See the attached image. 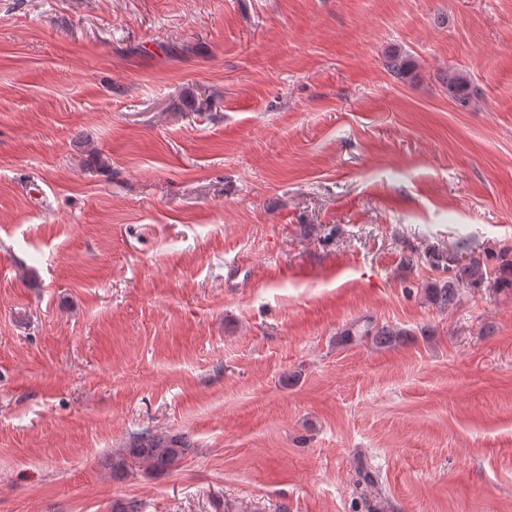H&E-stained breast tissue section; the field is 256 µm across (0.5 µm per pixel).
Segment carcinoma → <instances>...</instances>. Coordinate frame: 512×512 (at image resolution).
I'll return each instance as SVG.
<instances>
[{
  "label": "carcinoma",
  "instance_id": "1",
  "mask_svg": "<svg viewBox=\"0 0 512 512\" xmlns=\"http://www.w3.org/2000/svg\"><path fill=\"white\" fill-rule=\"evenodd\" d=\"M385 66L388 72L396 77H403L407 73L408 63L397 52L386 56ZM448 92L460 103L468 102L474 93L467 75L462 72H451L446 76ZM436 262L448 264V279L428 285L424 289L426 301L439 310H446L459 299L462 288L479 284L485 277L483 264L473 259L466 264L459 262L458 258L450 253L443 257H434ZM498 282L504 288H512V258L509 252L504 251L498 256ZM410 335L405 329L382 325L370 321L361 327L346 328L340 336L351 338L360 336L369 338L383 347H394ZM190 443L177 434L153 432L149 429L135 432L124 442L122 448L112 453L109 458L112 472L126 473L134 464H139L154 472H165L176 469L185 457ZM355 489L358 499L364 504L367 512H379L374 504L378 499V490L381 485L380 473L367 463H361L355 470Z\"/></svg>",
  "mask_w": 512,
  "mask_h": 512
}]
</instances>
